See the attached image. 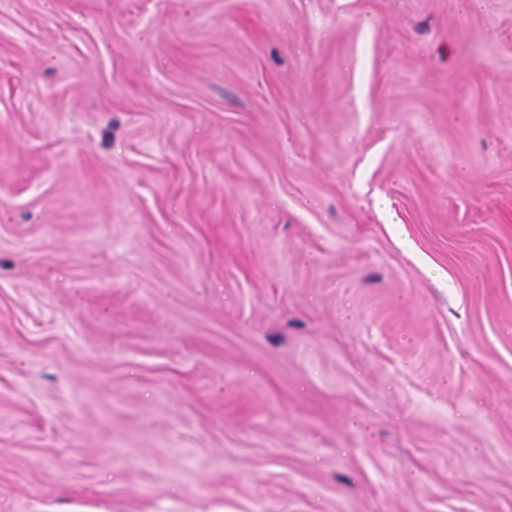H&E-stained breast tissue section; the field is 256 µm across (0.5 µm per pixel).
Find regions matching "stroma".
<instances>
[{
    "mask_svg": "<svg viewBox=\"0 0 512 512\" xmlns=\"http://www.w3.org/2000/svg\"><path fill=\"white\" fill-rule=\"evenodd\" d=\"M0 512H512V0H0Z\"/></svg>",
    "mask_w": 512,
    "mask_h": 512,
    "instance_id": "1",
    "label": "stroma"
}]
</instances>
